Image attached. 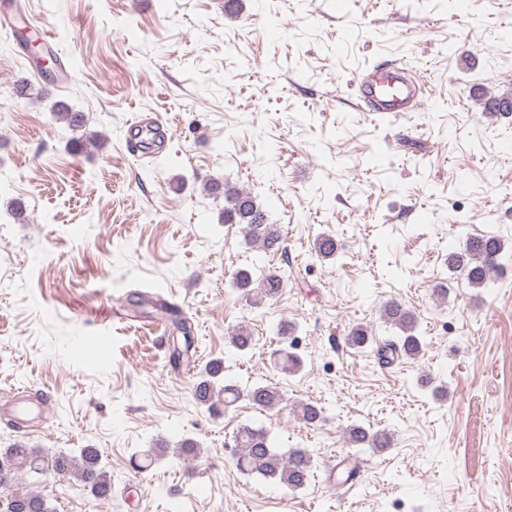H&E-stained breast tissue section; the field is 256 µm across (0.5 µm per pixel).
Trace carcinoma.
Segmentation results:
<instances>
[{"label": "carcinoma", "instance_id": "carcinoma-1", "mask_svg": "<svg viewBox=\"0 0 512 512\" xmlns=\"http://www.w3.org/2000/svg\"><path fill=\"white\" fill-rule=\"evenodd\" d=\"M53 112L72 129H79L85 124L84 114L64 103L54 104ZM206 190L224 196L222 223L239 225L245 239L266 253L276 254L282 250L280 228L268 223L265 211L250 192L228 187L218 180L209 181ZM503 250L504 245L496 236H469L462 248L448 252V268L465 275L472 287L482 288L502 265ZM315 253L325 259L336 257V239L330 234L322 235L315 243ZM234 279L252 305H260L276 297L284 287L283 277L276 270H269L256 279L250 270L239 269ZM382 319L398 329L399 334L376 348L379 362L391 365L403 358H419L424 342L417 334L415 311L392 300L383 306ZM253 341L252 331L246 325L239 326L232 334L233 345L241 351L249 349ZM373 342L372 332L363 326L352 328L347 336L348 345L357 350H363ZM277 368L285 375L294 374L301 368V360L297 355L281 349ZM222 372L221 362H209L195 387L196 400L211 410L220 405L227 409L243 395L261 410L273 409L283 402V395L275 385H259L243 391L234 384L222 381ZM292 412L308 426L317 425L323 418L322 408L311 402L294 404ZM348 440L358 448L381 452L392 447L393 436L386 430L369 431L354 427L348 431ZM233 442L234 465L238 470L273 479L290 489L302 488L308 482L312 469V456L308 451L294 449L284 457L272 448L263 430L249 426L240 427ZM48 469L63 478L76 479L97 498L112 495V479L106 468L101 466V455L97 449L83 448L77 457L67 454L48 457L36 448L16 444L0 453V471H5L9 476L7 484H0V512H50L44 495L18 488L20 473L39 474Z\"/></svg>", "mask_w": 512, "mask_h": 512}]
</instances>
